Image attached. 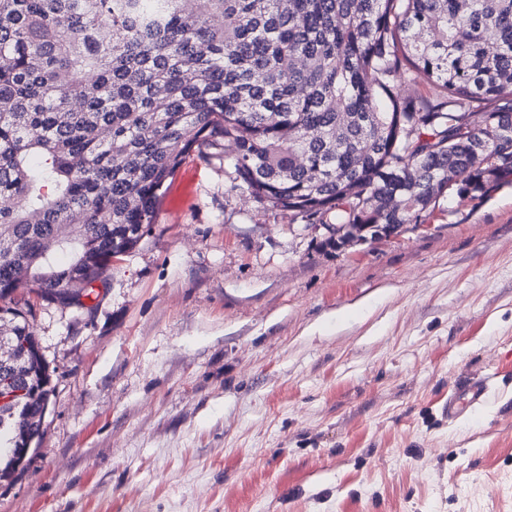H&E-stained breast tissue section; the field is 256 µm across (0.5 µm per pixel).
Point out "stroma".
<instances>
[{
  "mask_svg": "<svg viewBox=\"0 0 512 512\" xmlns=\"http://www.w3.org/2000/svg\"><path fill=\"white\" fill-rule=\"evenodd\" d=\"M196 166L94 300L30 295L54 395L0 512H512V184L337 249Z\"/></svg>",
  "mask_w": 512,
  "mask_h": 512,
  "instance_id": "stroma-1",
  "label": "stroma"
}]
</instances>
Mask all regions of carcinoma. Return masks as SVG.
<instances>
[{
  "label": "carcinoma",
  "mask_w": 512,
  "mask_h": 512,
  "mask_svg": "<svg viewBox=\"0 0 512 512\" xmlns=\"http://www.w3.org/2000/svg\"><path fill=\"white\" fill-rule=\"evenodd\" d=\"M201 141L338 247L422 223L450 183H511L512 0H0V300L81 303ZM0 336L28 343L15 425L39 434L54 388L19 302ZM17 444L0 431L1 480Z\"/></svg>",
  "instance_id": "1"
}]
</instances>
